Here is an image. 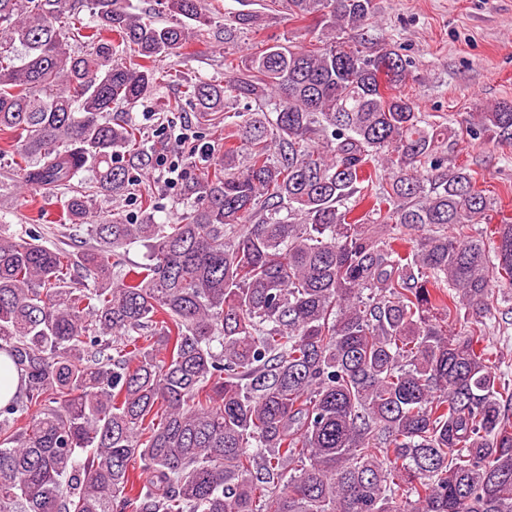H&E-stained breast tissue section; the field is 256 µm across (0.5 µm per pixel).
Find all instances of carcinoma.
I'll use <instances>...</instances> for the list:
<instances>
[{"instance_id": "carcinoma-1", "label": "carcinoma", "mask_w": 512, "mask_h": 512, "mask_svg": "<svg viewBox=\"0 0 512 512\" xmlns=\"http://www.w3.org/2000/svg\"><path fill=\"white\" fill-rule=\"evenodd\" d=\"M160 2L177 20L0 0V156L64 191L82 244L0 224V353L21 378L0 512H512V381L488 340L512 222L482 226L500 201L448 163L407 60L353 43L374 0H287L321 36L222 85L160 68L209 23L201 0ZM170 80L164 112L244 102L224 153L182 182L174 223L88 222L86 177L117 200L164 146L123 109ZM468 134L512 146V103Z\"/></svg>"}]
</instances>
